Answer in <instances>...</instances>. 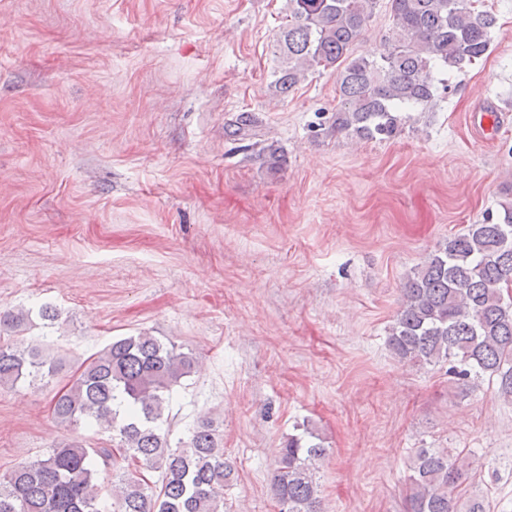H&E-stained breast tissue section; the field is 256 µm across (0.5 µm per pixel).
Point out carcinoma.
Wrapping results in <instances>:
<instances>
[{"mask_svg":"<svg viewBox=\"0 0 512 512\" xmlns=\"http://www.w3.org/2000/svg\"><path fill=\"white\" fill-rule=\"evenodd\" d=\"M378 0H288V25L273 40L282 59L271 87L287 98L308 73L334 69L339 104L329 129L360 140H389L403 113L437 106L434 72L461 71L490 48L496 16L474 0H389L394 28L380 47L354 55ZM257 124L251 112L224 126L233 139ZM512 204L497 222L471 224L414 269L389 328L399 361L440 366L466 381L496 376L512 396ZM31 312L0 313V328L16 329ZM198 358L140 333L112 341L88 361L52 402L54 418L80 420L112 433L115 446L64 442L44 457L0 475V512H101L99 474L112 469L115 512H224V490L236 469L220 448L217 429L203 420L173 448L165 412L175 386L196 371ZM40 348L0 344V387L56 372ZM305 427L277 450L271 490L279 512H324L316 479L327 449ZM471 463L446 448L417 450L408 476V512H458L457 482ZM162 474L161 484L150 481Z\"/></svg>","mask_w":512,"mask_h":512,"instance_id":"cac0c4a2","label":"carcinoma"}]
</instances>
